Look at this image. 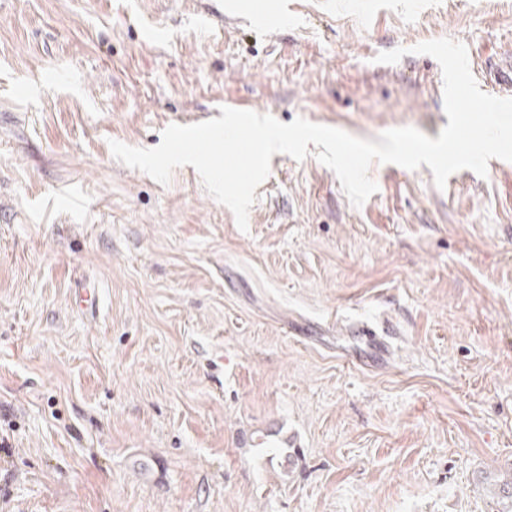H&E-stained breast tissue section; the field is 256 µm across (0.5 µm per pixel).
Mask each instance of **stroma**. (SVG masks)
Wrapping results in <instances>:
<instances>
[{"mask_svg":"<svg viewBox=\"0 0 512 512\" xmlns=\"http://www.w3.org/2000/svg\"><path fill=\"white\" fill-rule=\"evenodd\" d=\"M0 0V512H500L512 475V165L372 164L361 207L271 158L247 230L109 143L236 100L376 139L448 123L449 38L512 58V0ZM397 47L394 64L376 62ZM389 359L355 369L361 330Z\"/></svg>","mask_w":512,"mask_h":512,"instance_id":"obj_1","label":"stroma"}]
</instances>
